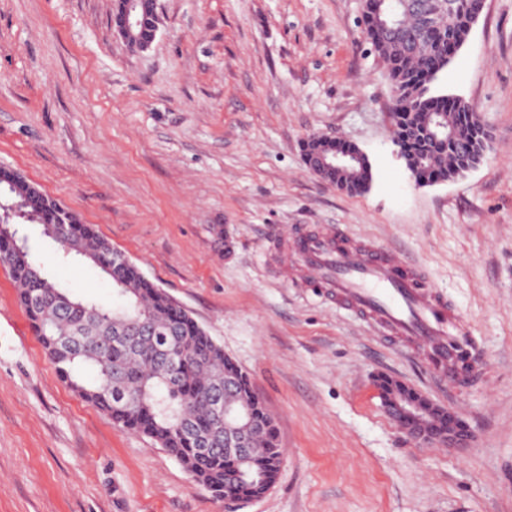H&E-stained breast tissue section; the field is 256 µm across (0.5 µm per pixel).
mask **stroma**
<instances>
[{
  "mask_svg": "<svg viewBox=\"0 0 512 512\" xmlns=\"http://www.w3.org/2000/svg\"><path fill=\"white\" fill-rule=\"evenodd\" d=\"M362 0H157L150 50L116 34V0H0V167L135 262L250 376L284 450L274 485L233 512H512V0H486L442 73L491 148L465 177L420 187L391 141L389 86ZM321 133L356 144L370 190L303 160ZM337 224L420 265L468 325L480 378L460 387L420 352L281 271L287 228ZM55 279L101 301L93 266ZM0 267V512H232L151 438L62 382ZM458 412L474 439L422 448L377 380ZM321 180L333 185L336 190L349 194L365 191L372 182V171L368 157L363 155V163H355L346 169L317 171Z\"/></svg>",
  "mask_w": 512,
  "mask_h": 512,
  "instance_id": "obj_1",
  "label": "stroma"
}]
</instances>
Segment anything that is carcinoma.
<instances>
[{"label":"carcinoma","instance_id":"carcinoma-1","mask_svg":"<svg viewBox=\"0 0 512 512\" xmlns=\"http://www.w3.org/2000/svg\"><path fill=\"white\" fill-rule=\"evenodd\" d=\"M369 18L365 39L382 60L390 85L392 142L413 179L450 181L463 176L486 157L490 145L487 128L465 100L432 92V84L466 42L472 18L466 0H362ZM349 148L341 142L323 143L316 135L303 142L305 162L317 154ZM317 176L336 190L349 194L365 191L372 182L368 157L346 169L325 170ZM26 209L28 224H78L79 216L45 197ZM106 258L114 248L105 239L85 234L74 240L71 253ZM18 286L17 300L32 322L34 334L62 381L112 421L153 439L173 456L190 476L215 497L224 498V476L229 471L262 468L274 481L283 449L275 419L253 391L249 375L189 313L178 307L165 291L148 279L136 264L122 271L115 287L123 303L110 305L72 296L43 272L25 253L22 262L6 267ZM34 290L47 293L41 306L31 304ZM148 314L152 334L125 331L128 318ZM173 325V344L183 359L177 377H171L165 360L169 345L162 331ZM237 374L239 390L234 399L251 407L262 424L254 436L255 451L245 459L224 455V450L199 451L194 435L180 431L188 421L195 435L217 433L205 402L208 390L224 387V373ZM125 389L131 404L112 406V389ZM264 487L239 481L233 494L244 499L259 496Z\"/></svg>","mask_w":512,"mask_h":512}]
</instances>
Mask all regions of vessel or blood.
I'll return each instance as SVG.
<instances>
[{"instance_id":"1","label":"vessel or blood","mask_w":512,"mask_h":512,"mask_svg":"<svg viewBox=\"0 0 512 512\" xmlns=\"http://www.w3.org/2000/svg\"><path fill=\"white\" fill-rule=\"evenodd\" d=\"M286 240L294 264L283 269V278L301 271L308 287L380 322L384 335L423 347L434 375L459 382V356L472 347L469 332L418 265L381 246L352 245L335 224L294 231Z\"/></svg>"}]
</instances>
